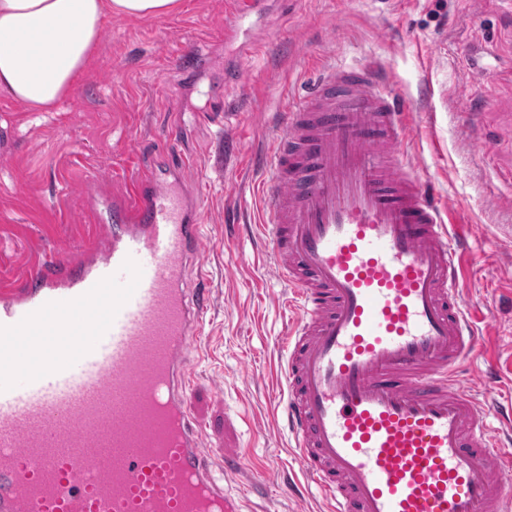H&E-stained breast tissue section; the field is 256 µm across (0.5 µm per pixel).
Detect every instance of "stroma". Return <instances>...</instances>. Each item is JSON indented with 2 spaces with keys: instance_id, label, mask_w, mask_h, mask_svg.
Segmentation results:
<instances>
[{
  "instance_id": "35a3bbf8",
  "label": "stroma",
  "mask_w": 512,
  "mask_h": 512,
  "mask_svg": "<svg viewBox=\"0 0 512 512\" xmlns=\"http://www.w3.org/2000/svg\"><path fill=\"white\" fill-rule=\"evenodd\" d=\"M225 2L107 18L94 66L59 111L0 96V279H21L36 253L78 258L94 219L86 196L120 194L129 165L151 170L176 149L192 153L186 178L206 185L200 263L213 290L196 388L205 443L214 462L243 450L275 473L248 512H323L288 491L304 480L273 413L288 292L257 227L251 154L318 66L384 71L410 111L419 176L466 225L461 285L482 317L476 357L495 359L512 391V0H264L249 22L267 52L218 112L213 92L237 53L224 42ZM183 50L196 63L167 77V57ZM228 135L240 151L216 161Z\"/></svg>"
}]
</instances>
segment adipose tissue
Masks as SVG:
<instances>
[{"label":"adipose tissue","instance_id":"1","mask_svg":"<svg viewBox=\"0 0 512 512\" xmlns=\"http://www.w3.org/2000/svg\"><path fill=\"white\" fill-rule=\"evenodd\" d=\"M179 0H0V96L53 112L95 61L111 14L145 19Z\"/></svg>","mask_w":512,"mask_h":512}]
</instances>
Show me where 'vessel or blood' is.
Instances as JSON below:
<instances>
[{
	"instance_id": "obj_1",
	"label": "vessel or blood",
	"mask_w": 512,
	"mask_h": 512,
	"mask_svg": "<svg viewBox=\"0 0 512 512\" xmlns=\"http://www.w3.org/2000/svg\"><path fill=\"white\" fill-rule=\"evenodd\" d=\"M228 43L261 47L230 0ZM403 104L372 66H329L255 157L259 222L291 292L280 398L326 512H512V408L458 365L479 343L462 240L409 152ZM190 156L131 168L91 200L79 258L0 280V512H244L194 413L211 301Z\"/></svg>"
}]
</instances>
